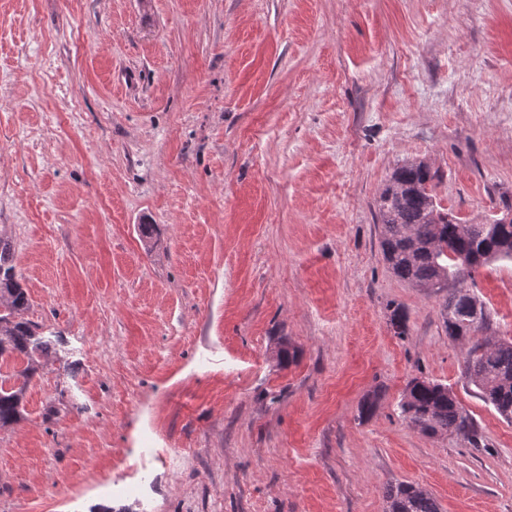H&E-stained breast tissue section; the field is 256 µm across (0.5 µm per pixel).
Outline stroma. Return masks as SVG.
I'll return each instance as SVG.
<instances>
[{"label":"stroma","instance_id":"35a3bbf8","mask_svg":"<svg viewBox=\"0 0 512 512\" xmlns=\"http://www.w3.org/2000/svg\"><path fill=\"white\" fill-rule=\"evenodd\" d=\"M413 160L462 223L512 204V0H0V233L62 343L0 512H512V422L383 257ZM465 284L512 339V264ZM416 377L483 447L408 425ZM385 512H441L436 499L408 482L388 483L384 487Z\"/></svg>","mask_w":512,"mask_h":512}]
</instances>
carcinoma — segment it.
<instances>
[{
	"label": "carcinoma",
	"mask_w": 512,
	"mask_h": 512,
	"mask_svg": "<svg viewBox=\"0 0 512 512\" xmlns=\"http://www.w3.org/2000/svg\"><path fill=\"white\" fill-rule=\"evenodd\" d=\"M435 174L422 161L397 167L377 201L383 228L381 247L393 274L412 285L444 293L439 314L454 342L470 343L464 375L480 398L507 421H512V340H480L474 333L488 327L485 303L466 288L448 289L458 279L459 256L471 259L470 269L497 261L512 262V222L462 224L448 213L433 193ZM0 362L23 359L26 366L12 384L0 382V428L15 423L22 413L26 388L50 353V344L26 318L30 299L14 264V246L0 234ZM408 423L425 436L456 434L474 448L482 435L474 418L452 389L433 381L411 380L399 403ZM385 512H441L436 499L408 482L384 487Z\"/></svg>",
	"instance_id": "1"
}]
</instances>
